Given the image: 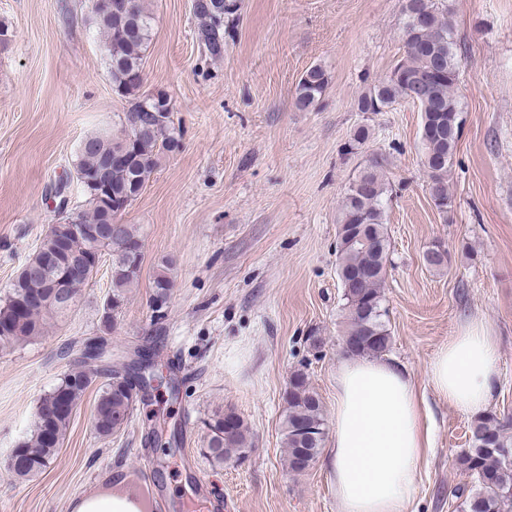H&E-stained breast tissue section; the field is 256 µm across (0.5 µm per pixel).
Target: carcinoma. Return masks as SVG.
I'll use <instances>...</instances> for the list:
<instances>
[{
  "mask_svg": "<svg viewBox=\"0 0 512 512\" xmlns=\"http://www.w3.org/2000/svg\"><path fill=\"white\" fill-rule=\"evenodd\" d=\"M238 10L239 0H195L199 39L211 56L224 53L229 21ZM402 12L406 22L401 58L388 76L359 97L357 109L382 112L400 101L419 107L423 167L427 182L437 186L444 199L435 207L446 217L452 203L448 172L462 124L455 95L460 71L453 51L454 34L444 0H403ZM91 15L105 41L112 89L131 102L122 133L101 129L85 136L74 162L86 196L83 224L104 226L138 199L161 160L179 150L181 134L174 126L168 95L141 93L143 59L153 30L152 14L142 0H112L109 10L94 3ZM328 86L329 75L323 67L307 69L296 85V106L316 108ZM370 137L368 127H358L348 152L357 153ZM388 193L383 160L373 157L350 182L342 201L336 272L346 310L342 341L345 352L352 355L380 356L390 346L383 293L391 248L383 206ZM143 259V239L133 224H122L112 236L97 240L84 234L59 237L48 231L16 275L8 295L0 300V347L42 335L48 318L69 311L60 296L89 282L70 274L72 263L93 267L109 262L112 310L102 323L111 329L128 292L139 282ZM170 271V263L164 261L153 279L155 313L166 307L173 288ZM98 377L103 382L93 419L96 433L107 438L131 422L135 403L131 383L110 370L71 369L41 398L33 430L12 449L7 474L26 479L54 462L73 410ZM285 404L282 428L287 468L302 473L316 462L326 435L321 399L304 370L291 374ZM207 429L204 455L215 463L239 457L252 447L249 427L232 410L216 415ZM469 432L468 448L456 456V465L474 479L476 489H457L456 497L462 499L460 512H512V463L497 452L512 448V416L484 413L471 421Z\"/></svg>",
  "mask_w": 512,
  "mask_h": 512,
  "instance_id": "obj_1",
  "label": "carcinoma"
}]
</instances>
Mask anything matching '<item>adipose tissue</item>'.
Listing matches in <instances>:
<instances>
[{"instance_id": "adipose-tissue-1", "label": "adipose tissue", "mask_w": 512, "mask_h": 512, "mask_svg": "<svg viewBox=\"0 0 512 512\" xmlns=\"http://www.w3.org/2000/svg\"><path fill=\"white\" fill-rule=\"evenodd\" d=\"M496 336L467 323L430 363L433 390L458 412L489 406L499 378ZM425 401L392 360L349 356L336 368L334 431L326 455L337 512H407L431 446ZM134 491L82 495L73 512H142Z\"/></svg>"}]
</instances>
